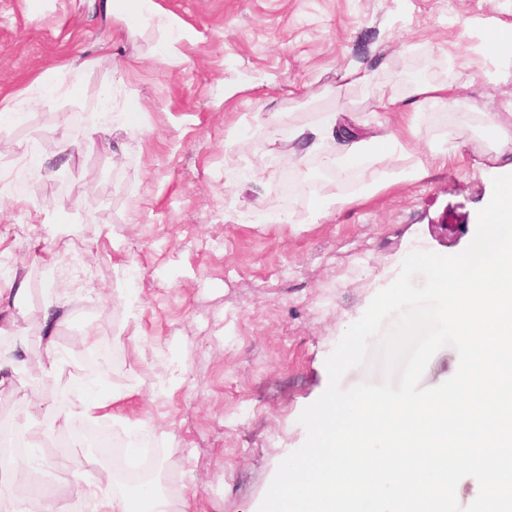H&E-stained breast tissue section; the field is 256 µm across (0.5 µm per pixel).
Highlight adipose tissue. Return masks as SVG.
<instances>
[{
	"label": "adipose tissue",
	"mask_w": 512,
	"mask_h": 512,
	"mask_svg": "<svg viewBox=\"0 0 512 512\" xmlns=\"http://www.w3.org/2000/svg\"><path fill=\"white\" fill-rule=\"evenodd\" d=\"M343 127L338 114L325 112L315 125L290 129L289 135L314 145L322 141L335 142L337 154L329 158L328 163L341 171L357 166L366 157L391 154L403 148L395 133L385 132L368 138L355 135L346 137L342 134ZM132 395V390L115 389L106 396H79L66 418L87 425L118 419L123 402ZM57 465L60 469L77 475L70 491L72 512H140L138 502L142 499L148 500L149 512H172L170 499L147 485H140L134 491L122 486L108 494L100 490L92 470L84 468L72 457L61 456Z\"/></svg>",
	"instance_id": "obj_1"
}]
</instances>
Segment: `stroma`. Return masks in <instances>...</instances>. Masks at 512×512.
<instances>
[{
    "label": "stroma",
    "instance_id": "35a3bbf8",
    "mask_svg": "<svg viewBox=\"0 0 512 512\" xmlns=\"http://www.w3.org/2000/svg\"><path fill=\"white\" fill-rule=\"evenodd\" d=\"M154 2L169 29L103 20L86 0H0V93L42 74L59 87L0 121V158L39 160L32 188L0 193V285L27 281L13 310L27 363L45 361L44 311L62 294L58 360L111 348L99 375L139 391L112 428L158 448L174 506L189 491L191 512H258L306 439L298 418L346 329L410 252L454 255L475 234L494 167L512 159V61H484L478 22L512 24V0ZM416 71L447 85L448 102L411 107ZM383 94L396 101L386 111ZM129 102L142 106L136 129ZM324 112L364 137L418 125V149L318 179L322 152L288 130ZM420 160L426 178L388 181ZM339 188L350 203L316 218L314 201ZM67 229L77 266L62 256ZM84 391L21 372L0 387V431L73 437L57 418ZM31 478L24 466L0 476V512H40Z\"/></svg>",
    "mask_w": 512,
    "mask_h": 512
}]
</instances>
